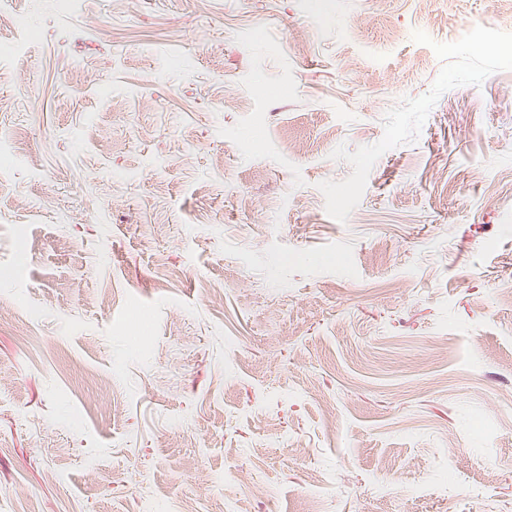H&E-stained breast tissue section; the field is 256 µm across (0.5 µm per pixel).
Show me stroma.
<instances>
[{"label": "stroma", "instance_id": "1", "mask_svg": "<svg viewBox=\"0 0 512 512\" xmlns=\"http://www.w3.org/2000/svg\"><path fill=\"white\" fill-rule=\"evenodd\" d=\"M0 94V512H512V0H0Z\"/></svg>", "mask_w": 512, "mask_h": 512}]
</instances>
